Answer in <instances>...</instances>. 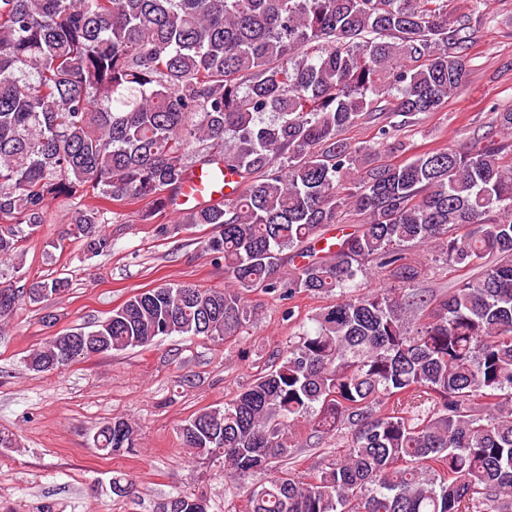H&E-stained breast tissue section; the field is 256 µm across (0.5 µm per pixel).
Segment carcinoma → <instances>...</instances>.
Segmentation results:
<instances>
[{
    "label": "carcinoma",
    "mask_w": 512,
    "mask_h": 512,
    "mask_svg": "<svg viewBox=\"0 0 512 512\" xmlns=\"http://www.w3.org/2000/svg\"><path fill=\"white\" fill-rule=\"evenodd\" d=\"M0 0V260L60 197L142 202L146 224L171 211L190 167L240 178L224 201L160 224H208L205 251L233 287L166 284L79 328L98 354L160 336L225 341L251 320L246 295L337 296L252 386L180 428L194 454L231 471L246 512H512V159L507 143L419 153L365 168L343 131L367 115L403 122L463 89L467 50L489 0ZM512 135V107L495 110ZM378 144L397 151L394 126ZM363 217L352 231L343 211ZM101 208L80 209L75 238L108 253ZM335 241L315 247L324 228ZM439 241L476 277L438 298L413 288L406 250ZM292 252L288 279L279 266ZM394 286L355 295L367 264ZM40 303L66 278L30 284ZM58 337L26 359L72 361ZM417 397L406 411L389 408ZM344 433L308 475L300 448ZM118 418L96 433L108 455L136 447ZM257 471L264 483L248 487Z\"/></svg>",
    "instance_id": "1"
}]
</instances>
